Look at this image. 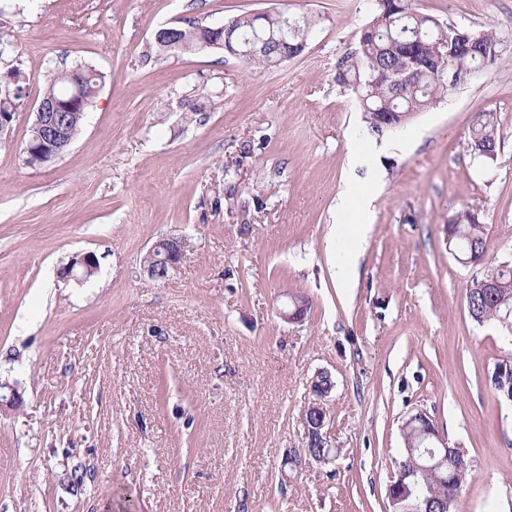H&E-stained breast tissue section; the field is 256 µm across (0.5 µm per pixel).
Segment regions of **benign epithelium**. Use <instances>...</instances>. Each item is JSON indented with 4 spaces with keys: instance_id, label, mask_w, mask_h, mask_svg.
Returning <instances> with one entry per match:
<instances>
[{
    "instance_id": "1",
    "label": "benign epithelium",
    "mask_w": 512,
    "mask_h": 512,
    "mask_svg": "<svg viewBox=\"0 0 512 512\" xmlns=\"http://www.w3.org/2000/svg\"><path fill=\"white\" fill-rule=\"evenodd\" d=\"M228 21L220 25L205 28L208 40L205 45L210 48H224V31L231 30ZM60 80L67 84L69 91L65 97H46L38 102L33 123L30 127L31 136L26 145L27 158L37 165L56 160L70 146V136L63 117L67 112L81 111L86 105V75L79 66L60 72ZM14 118L13 101L8 93H0V133L9 130ZM183 249L177 238H162L154 243L149 251L146 271L152 278L157 275V268L170 269L176 265ZM98 272L95 256L88 253H77L62 268V276L76 282L85 281ZM287 301L293 303V309L286 310L283 315L289 320H300L304 317L307 305L300 295L285 294ZM316 386L315 402L309 404L305 412L311 415L313 426L305 429L307 442L317 441L316 448L305 447L301 450H288L282 465L294 471L303 469L313 462L327 463L336 457L338 449L332 437L331 416L324 406L333 388L331 376L326 371L317 373L311 381ZM414 420L425 422V439L420 446H408V450L416 455L419 463L414 466V475L410 484L422 487L421 479L433 467L448 459V443L439 438L438 432L430 420L419 413L412 416Z\"/></svg>"
}]
</instances>
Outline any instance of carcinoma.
<instances>
[{
    "instance_id": "cac0c4a2",
    "label": "carcinoma",
    "mask_w": 512,
    "mask_h": 512,
    "mask_svg": "<svg viewBox=\"0 0 512 512\" xmlns=\"http://www.w3.org/2000/svg\"><path fill=\"white\" fill-rule=\"evenodd\" d=\"M319 24L320 18L305 15L285 29L273 16L241 14L234 18L232 41L238 49L243 39L254 34L267 39L266 48L243 61L275 67L284 52H291L293 59L300 56ZM439 43L448 45V52H437L435 45ZM505 43L506 37L493 26L474 32L444 24L420 12L415 0H373L370 19L358 31L357 48L337 63L335 81L358 100L369 135L380 137L392 130L386 117L400 114L407 122L440 103L450 92L448 70L464 75L476 68L492 70L511 60ZM403 58L413 62L418 78L402 85L397 69ZM500 140L495 112L483 111L470 131L471 153L493 159ZM448 233L457 243L462 261L483 260L486 238L477 213L466 210L453 215ZM486 282L496 287H483ZM466 306L478 323L498 320L512 327V264L492 267L474 281L466 291ZM489 379L497 391L506 393L512 386V360L495 364ZM460 455L459 449H448V465L429 473L423 497L437 503L443 499L456 503L470 470L468 459L462 460Z\"/></svg>"
}]
</instances>
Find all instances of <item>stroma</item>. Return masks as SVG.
<instances>
[{
  "label": "stroma",
  "instance_id": "stroma-1",
  "mask_svg": "<svg viewBox=\"0 0 512 512\" xmlns=\"http://www.w3.org/2000/svg\"><path fill=\"white\" fill-rule=\"evenodd\" d=\"M416 6L512 35V0ZM283 8L323 22L272 68L154 42ZM370 14V0H0V74L28 76L0 134V385L21 396L0 407V512H389L420 412L470 462L456 512H512V401L488 379L512 330L465 302L512 263V64L373 139L334 80ZM79 63L103 75L80 135L27 165L46 75ZM483 110L501 128L488 161L469 148ZM461 209L485 226L481 264L448 249ZM163 237L188 244L155 280L144 259ZM85 252L97 274L63 281ZM287 290L309 301L302 321L280 314ZM320 370L340 455L282 474Z\"/></svg>",
  "mask_w": 512,
  "mask_h": 512
}]
</instances>
